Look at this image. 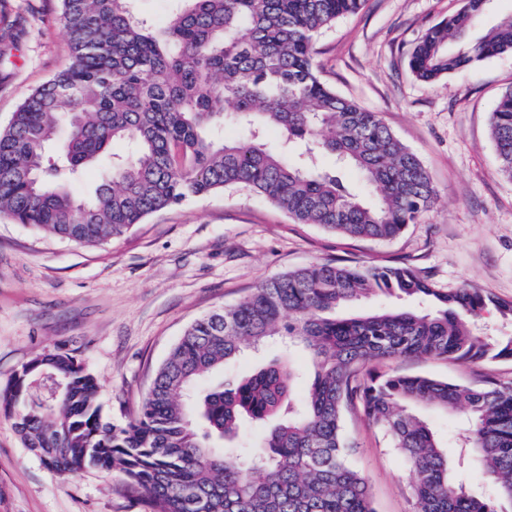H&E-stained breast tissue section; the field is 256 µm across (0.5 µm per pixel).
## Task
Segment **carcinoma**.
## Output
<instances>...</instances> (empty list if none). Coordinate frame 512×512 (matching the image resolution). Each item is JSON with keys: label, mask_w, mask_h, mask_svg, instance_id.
Masks as SVG:
<instances>
[{"label": "carcinoma", "mask_w": 512, "mask_h": 512, "mask_svg": "<svg viewBox=\"0 0 512 512\" xmlns=\"http://www.w3.org/2000/svg\"><path fill=\"white\" fill-rule=\"evenodd\" d=\"M71 61L0 127V214L62 240L97 246L150 215L216 191L246 190L301 224L352 238L391 240L416 223L435 190L419 159L377 112L341 97L318 76L315 37L365 0H181L153 27L132 0H58ZM486 0L428 28L409 55L425 83L512 54V16L466 52L449 44L481 20ZM232 121L240 140L212 129ZM499 170L512 179V88L491 118ZM268 127L281 146L260 141ZM111 170L89 196L73 187L111 151ZM332 155L336 164L319 159ZM353 168L367 192L345 178ZM406 297L422 309L338 310L373 295ZM503 303L462 286L441 291L403 267L316 263L255 288L239 304L194 320L158 367L138 417L104 420L96 377L68 353L39 355L0 390L25 445L60 473H118L153 512H375L352 465L343 421L359 409L402 456L416 512H512V382L487 373L476 386L382 372L400 357L473 365L512 360V336L487 337L473 324ZM277 337L303 351L313 377L299 399V371L272 359L246 376L199 389L245 349ZM46 370L62 387L18 393ZM419 406L461 412L464 443L496 484L502 506L473 497L456 475ZM261 427L252 450L224 439Z\"/></svg>", "instance_id": "1"}]
</instances>
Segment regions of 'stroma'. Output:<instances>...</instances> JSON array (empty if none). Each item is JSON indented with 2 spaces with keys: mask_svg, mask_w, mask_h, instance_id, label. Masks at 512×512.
<instances>
[{
  "mask_svg": "<svg viewBox=\"0 0 512 512\" xmlns=\"http://www.w3.org/2000/svg\"><path fill=\"white\" fill-rule=\"evenodd\" d=\"M463 0H366L356 14L316 37L321 80L338 95L380 113L423 163L436 196L417 223L389 241L359 240L295 223L245 190L194 198L150 216L102 246L50 238L0 218V388L30 359L66 351L100 384L104 416L123 426L137 415L152 377L196 318L233 306L265 281L327 261L407 266L435 288L468 286L512 302V180L504 178L490 136L501 92L512 86V54L431 86L408 67L411 48ZM0 125L37 86L70 60L57 0H0ZM464 385L482 367L429 357L385 366ZM421 416L476 497L496 501L474 455L457 445L459 415L424 407ZM344 434L376 512H415L408 470L362 412H348ZM0 512H152L145 497L90 469H48L0 410Z\"/></svg>",
  "mask_w": 512,
  "mask_h": 512,
  "instance_id": "35a3bbf8",
  "label": "stroma"
}]
</instances>
